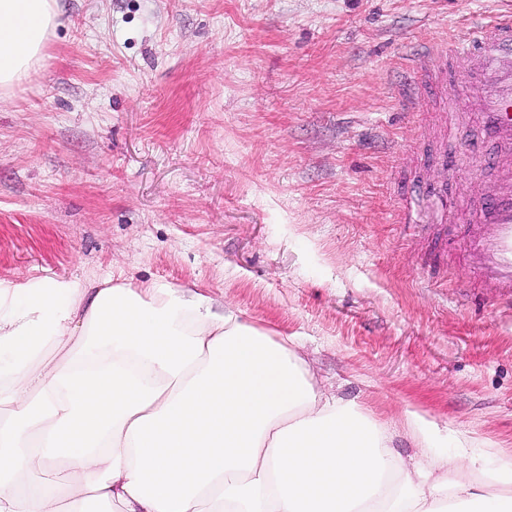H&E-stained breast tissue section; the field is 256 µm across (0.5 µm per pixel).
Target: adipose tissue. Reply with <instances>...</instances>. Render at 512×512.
Listing matches in <instances>:
<instances>
[{"mask_svg":"<svg viewBox=\"0 0 512 512\" xmlns=\"http://www.w3.org/2000/svg\"><path fill=\"white\" fill-rule=\"evenodd\" d=\"M56 0H0V92ZM151 282H0V512H512V462L418 411L322 392L293 340Z\"/></svg>","mask_w":512,"mask_h":512,"instance_id":"ef3b65f1","label":"adipose tissue"}]
</instances>
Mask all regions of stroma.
I'll return each instance as SVG.
<instances>
[{"instance_id": "obj_1", "label": "stroma", "mask_w": 512, "mask_h": 512, "mask_svg": "<svg viewBox=\"0 0 512 512\" xmlns=\"http://www.w3.org/2000/svg\"><path fill=\"white\" fill-rule=\"evenodd\" d=\"M512 0H58L45 62L0 96V281L199 287L291 336L320 386L512 459V312L456 224L396 221L427 114L411 47ZM478 130L460 120L461 160Z\"/></svg>"}]
</instances>
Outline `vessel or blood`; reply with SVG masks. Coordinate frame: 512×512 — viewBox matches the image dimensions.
<instances>
[{
    "label": "vessel or blood",
    "instance_id": "1",
    "mask_svg": "<svg viewBox=\"0 0 512 512\" xmlns=\"http://www.w3.org/2000/svg\"><path fill=\"white\" fill-rule=\"evenodd\" d=\"M405 95L415 106L435 110L440 124L425 130L401 160L405 169L420 168L399 214L403 224L420 221L417 202H438L437 221L465 227L460 259L476 281H493L504 307L512 306V12L468 23L448 53L434 41L421 44L406 67ZM474 115L480 130L465 158L482 170L496 163L499 177L490 192L477 199L455 189L456 170L441 142L449 123Z\"/></svg>",
    "mask_w": 512,
    "mask_h": 512
}]
</instances>
